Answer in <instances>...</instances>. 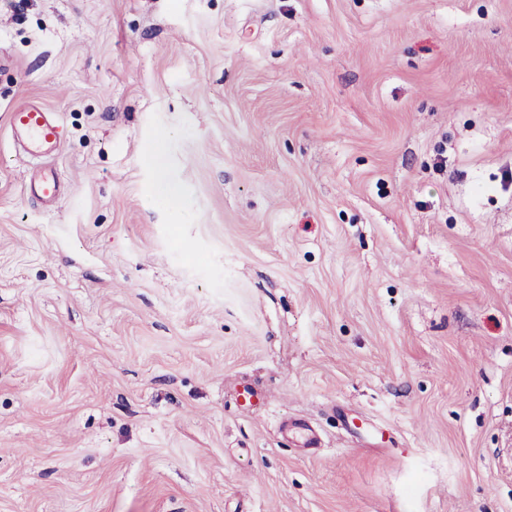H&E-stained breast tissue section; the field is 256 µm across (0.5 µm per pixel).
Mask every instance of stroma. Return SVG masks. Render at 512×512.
Masks as SVG:
<instances>
[{"instance_id":"obj_1","label":"stroma","mask_w":512,"mask_h":512,"mask_svg":"<svg viewBox=\"0 0 512 512\" xmlns=\"http://www.w3.org/2000/svg\"><path fill=\"white\" fill-rule=\"evenodd\" d=\"M0 512H512V0H0ZM8 125L15 142L33 155L55 152L63 141V128L43 105L29 103L9 112ZM29 193L34 198L49 203L61 195L62 185L52 173H44L30 183Z\"/></svg>"}]
</instances>
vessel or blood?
Returning a JSON list of instances; mask_svg holds the SVG:
<instances>
[{"label":"vessel or blood","instance_id":"vessel-or-blood-1","mask_svg":"<svg viewBox=\"0 0 512 512\" xmlns=\"http://www.w3.org/2000/svg\"><path fill=\"white\" fill-rule=\"evenodd\" d=\"M8 125L14 141L34 155L51 154L63 141L62 126L45 106L37 103L14 108ZM29 192L34 198L49 203L61 195L62 185L53 174L45 173L31 182Z\"/></svg>","mask_w":512,"mask_h":512}]
</instances>
